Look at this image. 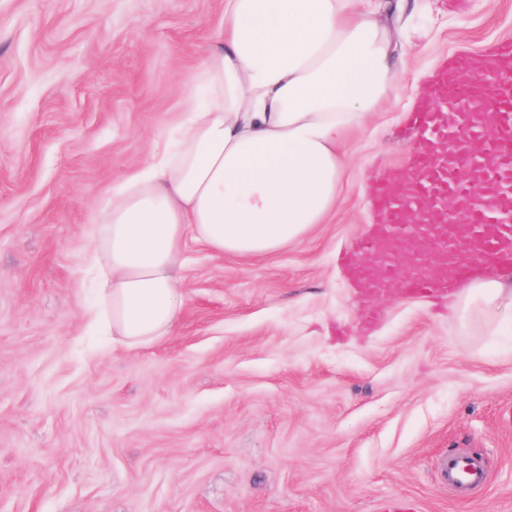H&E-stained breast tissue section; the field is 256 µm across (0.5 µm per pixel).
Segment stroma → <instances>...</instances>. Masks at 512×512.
<instances>
[{
	"instance_id": "obj_1",
	"label": "stroma",
	"mask_w": 512,
	"mask_h": 512,
	"mask_svg": "<svg viewBox=\"0 0 512 512\" xmlns=\"http://www.w3.org/2000/svg\"><path fill=\"white\" fill-rule=\"evenodd\" d=\"M223 22L224 0H0V512H512V331L364 301L345 265L432 73L512 43V0H425L326 223L257 260L190 246L174 335L92 334L101 207ZM456 454L483 487H449Z\"/></svg>"
}]
</instances>
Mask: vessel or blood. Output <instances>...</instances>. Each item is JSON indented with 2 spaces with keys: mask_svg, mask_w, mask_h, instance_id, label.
<instances>
[{
  "mask_svg": "<svg viewBox=\"0 0 512 512\" xmlns=\"http://www.w3.org/2000/svg\"><path fill=\"white\" fill-rule=\"evenodd\" d=\"M415 150L406 171L405 196L394 197L388 178L376 184L380 215L350 266L366 296L405 288L419 296L458 289L483 260L512 264V44L480 54H460L433 74L412 115ZM451 206L455 234L435 232L428 260L415 268L367 259L404 239L417 217ZM448 483L465 493L482 485V466L455 456L445 462Z\"/></svg>",
  "mask_w": 512,
  "mask_h": 512,
  "instance_id": "1",
  "label": "vessel or blood"
}]
</instances>
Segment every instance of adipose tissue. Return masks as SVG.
Listing matches in <instances>:
<instances>
[{
	"label": "adipose tissue",
	"mask_w": 512,
	"mask_h": 512,
	"mask_svg": "<svg viewBox=\"0 0 512 512\" xmlns=\"http://www.w3.org/2000/svg\"><path fill=\"white\" fill-rule=\"evenodd\" d=\"M408 0H224V25L184 81L176 134L113 187L87 269L101 320L134 349L184 314L189 243L266 257L336 206L340 139L387 103L392 56L409 42ZM461 313L512 326V281L467 282Z\"/></svg>",
	"instance_id": "ef3b65f1"
}]
</instances>
